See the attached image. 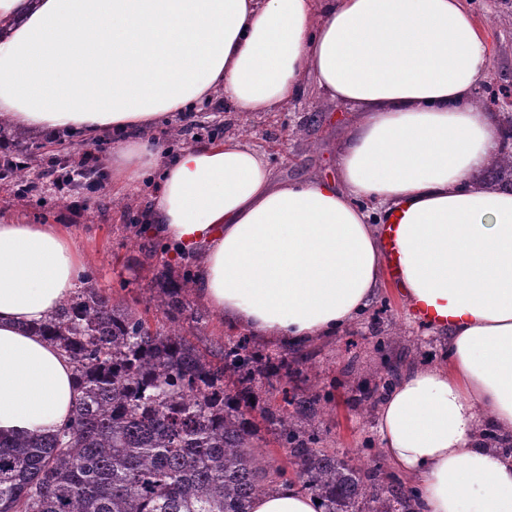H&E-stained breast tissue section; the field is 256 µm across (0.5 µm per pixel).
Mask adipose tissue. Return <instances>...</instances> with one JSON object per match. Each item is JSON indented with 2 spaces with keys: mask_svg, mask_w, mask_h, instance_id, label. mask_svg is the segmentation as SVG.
Returning a JSON list of instances; mask_svg holds the SVG:
<instances>
[{
  "mask_svg": "<svg viewBox=\"0 0 512 512\" xmlns=\"http://www.w3.org/2000/svg\"><path fill=\"white\" fill-rule=\"evenodd\" d=\"M490 64L465 0H0V120L46 138L117 135L112 186L162 173L151 235L196 263L194 292L226 325L304 346L347 329L388 281L381 226L400 216L399 293L449 315L440 361L401 372L378 408L387 463L418 512H512V193L479 177L499 156L474 90ZM355 104L327 181L282 182L242 135L168 158L153 132L221 97L281 112L307 89ZM64 224L0 214V434L72 416V365L27 332L77 284ZM252 512H320L295 483Z\"/></svg>",
  "mask_w": 512,
  "mask_h": 512,
  "instance_id": "adipose-tissue-1",
  "label": "adipose tissue"
}]
</instances>
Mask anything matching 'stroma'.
I'll return each mask as SVG.
<instances>
[{"instance_id":"obj_1","label":"stroma","mask_w":512,"mask_h":512,"mask_svg":"<svg viewBox=\"0 0 512 512\" xmlns=\"http://www.w3.org/2000/svg\"><path fill=\"white\" fill-rule=\"evenodd\" d=\"M483 24L491 48L490 65L480 86L495 95H512V0H468ZM352 106L330 103L309 92L288 110L269 116L227 118L220 102L202 104L180 122L177 132L163 130L167 148L176 150L192 141L246 135L265 150L277 176L284 180L328 178L336 174V157L344 134L354 121ZM35 160L28 178L33 190L20 192L17 185L0 181V211L31 223L68 224L76 232L83 255V273L92 275L99 288L113 299L144 309L147 299L162 282L157 274L170 271L174 280L195 276L192 263L172 257L166 243L143 231V214L152 195L151 179H144L138 192L113 189L111 180L73 194L53 185V163L78 167L86 153L99 163L112 156V141L87 143L79 136L60 131L55 138L28 136ZM191 311L176 326L199 349L211 351L234 336V329L197 298L189 300ZM203 311L193 321V311ZM316 356L311 374L328 397L319 431L327 447L353 465H372L381 458L377 416L359 405L363 384H374L387 363L421 364L440 360L441 338L412 317L395 287L378 295L358 321L330 342L314 343ZM357 357L354 372H347L349 357Z\"/></svg>"}]
</instances>
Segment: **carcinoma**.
I'll list each match as a JSON object with an SVG mask.
<instances>
[{
  "mask_svg": "<svg viewBox=\"0 0 512 512\" xmlns=\"http://www.w3.org/2000/svg\"><path fill=\"white\" fill-rule=\"evenodd\" d=\"M512 190V112L500 158L485 172ZM185 285L148 299L173 321L187 311ZM74 366L79 401L44 434L0 436V512H251L254 496L286 470L254 451L256 402L321 512H416L418 489L377 462L354 466L321 446L313 423L326 405L315 389H288L293 365L247 335L213 361L180 330L152 328L147 312L114 302L90 276L35 328ZM398 375L391 367L362 401L375 404Z\"/></svg>",
  "mask_w": 512,
  "mask_h": 512,
  "instance_id": "carcinoma-1",
  "label": "carcinoma"
}]
</instances>
